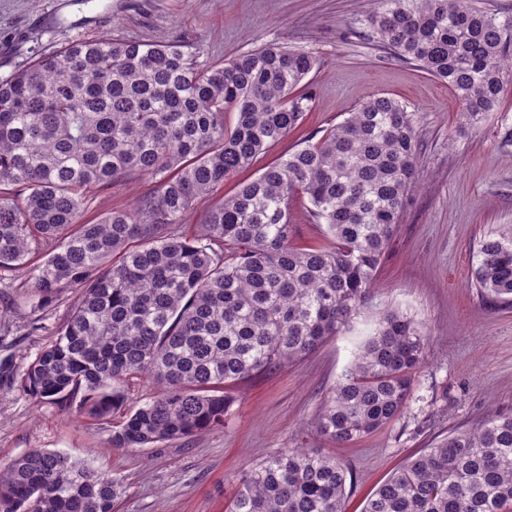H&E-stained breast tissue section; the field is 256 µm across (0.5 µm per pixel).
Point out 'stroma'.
<instances>
[{"label":"stroma","instance_id":"stroma-1","mask_svg":"<svg viewBox=\"0 0 512 512\" xmlns=\"http://www.w3.org/2000/svg\"><path fill=\"white\" fill-rule=\"evenodd\" d=\"M372 8L371 0H0V79L69 42L107 35L181 42L201 68L273 43L318 58L308 77L312 112L251 168L199 199L185 233L242 183L322 137L369 96L406 106L418 144L417 188L354 333L239 383L222 428L156 448H110L107 429L94 420L31 398L0 372V464L35 448L61 450L123 479L114 512H225L243 471L281 449L309 448L349 464L354 484L346 512H362L368 495L423 449L490 414L512 412V306L489 301L471 282L476 242L512 224V75L495 111L461 126L454 92L379 42L368 21ZM152 189L148 178L129 175L99 191L84 217L134 208ZM14 283L0 294V369L17 375L46 339L27 333L32 291L22 278ZM388 307L426 327L425 361L397 420L336 446L317 433L316 413L351 360L357 332Z\"/></svg>","mask_w":512,"mask_h":512}]
</instances>
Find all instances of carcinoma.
Listing matches in <instances>:
<instances>
[{"instance_id":"obj_1","label":"carcinoma","mask_w":512,"mask_h":512,"mask_svg":"<svg viewBox=\"0 0 512 512\" xmlns=\"http://www.w3.org/2000/svg\"><path fill=\"white\" fill-rule=\"evenodd\" d=\"M383 44L448 84L468 124L512 73V18L476 0H378ZM309 52L265 45L198 68L182 46L110 36L42 54L0 81V288L25 272L32 333L50 340L19 390L98 422L110 448H154L224 426V388L291 364L350 327L416 186L412 118L382 95L267 166L211 209L193 237L176 226L311 111ZM237 113L224 127V113ZM131 173L156 187L130 210L82 220L86 201ZM308 198L330 247L294 244V197ZM52 246L40 262L30 255ZM472 283L512 298V225L480 237ZM68 289L79 297L48 327ZM427 334L389 309L324 398L316 429L340 446L405 409ZM160 386L128 404L131 380ZM348 464L284 448L246 471L227 512H345ZM123 480L33 449L0 466V512H113ZM363 512H512V414L457 429L390 475Z\"/></svg>"}]
</instances>
